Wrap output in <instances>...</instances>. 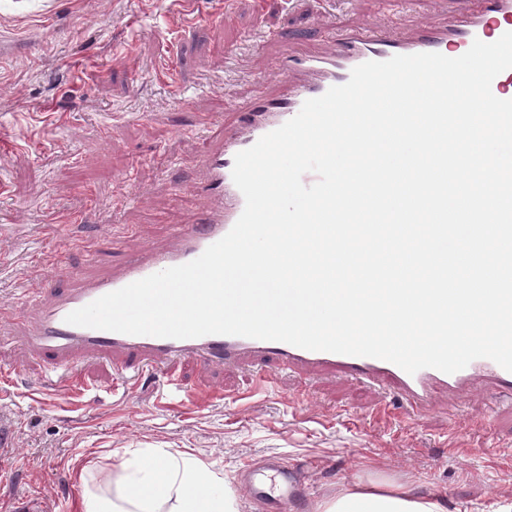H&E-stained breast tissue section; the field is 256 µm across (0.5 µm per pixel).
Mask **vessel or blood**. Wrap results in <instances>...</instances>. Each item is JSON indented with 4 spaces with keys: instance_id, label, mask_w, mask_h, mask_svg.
<instances>
[{
    "instance_id": "vessel-or-blood-1",
    "label": "vessel or blood",
    "mask_w": 512,
    "mask_h": 512,
    "mask_svg": "<svg viewBox=\"0 0 512 512\" xmlns=\"http://www.w3.org/2000/svg\"><path fill=\"white\" fill-rule=\"evenodd\" d=\"M509 31H512V0H486L480 13L455 17L441 27L421 28L409 41H399L371 30H348L330 51L309 53L290 44L287 38H280L282 65L271 75L270 81L274 84L288 82L292 88L286 93L240 106L242 123L225 129L223 141L208 146L201 176L190 187L193 195L208 203L197 223L175 225L168 248L153 251L103 276L89 277L57 267L56 278L65 280L67 286L28 307L23 335L28 355L55 365L58 374L53 386L57 389L70 388L71 367L82 358L109 359L113 369L123 374L148 361L201 356L218 364L235 366L261 356L297 374H338L347 380L395 391L399 400L416 412L437 404L440 394L452 396L476 385L486 393L512 392V372L487 358L476 359L453 374L424 368L411 375L385 360L311 351L278 341L227 335L189 339L134 336L74 326L65 321L70 312L107 293L196 259L224 237L245 207L244 196L232 179L235 155L294 117L306 100L345 84L354 67L395 55L437 52L457 57L464 54L474 40L490 43ZM278 476L277 491H270L261 479L246 483L245 488L252 498L270 501L274 512H288L289 505L300 504L305 495L297 488V473L284 468L279 470Z\"/></svg>"
}]
</instances>
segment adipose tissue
Here are the masks:
<instances>
[{
  "label": "adipose tissue",
  "instance_id": "obj_1",
  "mask_svg": "<svg viewBox=\"0 0 512 512\" xmlns=\"http://www.w3.org/2000/svg\"><path fill=\"white\" fill-rule=\"evenodd\" d=\"M106 489L84 487L79 512H238L224 476L190 454L146 448L115 457ZM317 512H444L439 498L380 481L344 488Z\"/></svg>",
  "mask_w": 512,
  "mask_h": 512
}]
</instances>
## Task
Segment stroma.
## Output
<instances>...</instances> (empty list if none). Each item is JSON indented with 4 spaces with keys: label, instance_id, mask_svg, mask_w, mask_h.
I'll use <instances>...</instances> for the list:
<instances>
[{
    "label": "stroma",
    "instance_id": "1",
    "mask_svg": "<svg viewBox=\"0 0 512 512\" xmlns=\"http://www.w3.org/2000/svg\"><path fill=\"white\" fill-rule=\"evenodd\" d=\"M484 0H0V415L24 457L7 478L15 503L78 512L82 484L112 472L113 450L185 452L223 473L276 455L301 469L315 512L352 483L380 479L442 499L446 512H512V412L479 402L382 418L380 395L334 375L214 369L189 359L140 369L117 387L111 364L75 366L74 397L45 387L25 353L21 313L58 262L97 276L164 246L191 224L182 195L207 141L232 124L227 104L262 94L261 71L285 35L315 50L344 26L395 37L483 7ZM186 99L183 108L172 100Z\"/></svg>",
    "mask_w": 512,
    "mask_h": 512
}]
</instances>
